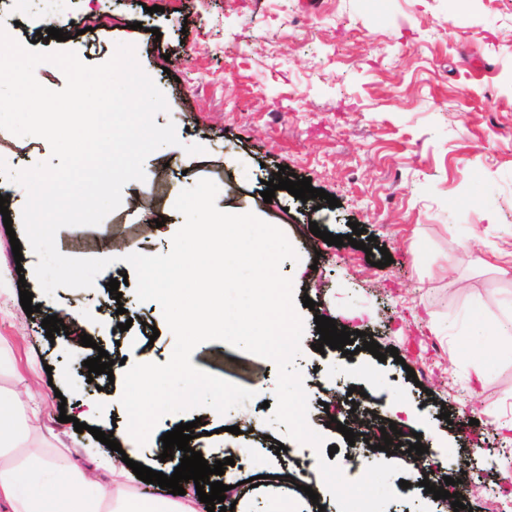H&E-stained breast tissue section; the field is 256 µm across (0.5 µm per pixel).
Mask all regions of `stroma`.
Returning <instances> with one entry per match:
<instances>
[{
  "instance_id": "1",
  "label": "stroma",
  "mask_w": 512,
  "mask_h": 512,
  "mask_svg": "<svg viewBox=\"0 0 512 512\" xmlns=\"http://www.w3.org/2000/svg\"><path fill=\"white\" fill-rule=\"evenodd\" d=\"M16 12L0 0V26L37 50L76 52L96 65L117 43H131L143 71L164 94L168 109L157 125L174 124L177 144L145 161L147 178L126 185L123 206L96 227H65L56 235L60 253L99 258L113 241L130 239L141 251L164 252L181 228L178 194L199 179L214 181L216 205L249 211L281 229L299 255L281 272L305 321L296 366L308 394V423L323 433L347 479L368 465L398 461L348 445L330 419L348 417L352 406L386 412L389 396L405 398L410 414L400 427L416 432L430 453L454 470H480L490 487L465 497L473 512H512V460L489 452L486 436L512 445V348H494L495 359L475 379V358L491 337L459 352L457 336L481 315L490 327L512 321V0H69L70 18L54 23L45 0ZM60 25L64 40L37 39ZM14 171L46 162L51 149L37 136L0 128V155ZM338 198V207L301 201L285 190L265 202L263 181L279 166ZM11 227L0 224V275L10 291L0 295V347L12 354L17 377L0 387L33 397L50 448L72 449L90 467L92 434L121 433L122 359L171 357L175 339L155 302L138 301L134 285L119 290L132 320L122 336L109 324V280L130 273L127 263L104 270L90 289H57L45 295L33 269L38 261L23 246L16 263L9 231H21L25 192L0 175ZM159 228H147L150 220ZM359 222L376 237L373 253L336 247L314 236L310 223L336 235ZM393 262L381 266L383 253ZM32 292L38 312L25 314L19 290ZM78 309L84 321L68 336L47 338L41 318ZM31 316V324L20 319ZM335 319L354 332V355L316 352L315 316ZM108 351L114 379L86 382L79 334ZM397 348L398 358L378 360L365 341ZM194 366L253 390L244 405L220 414L201 407L163 415L135 462L172 474L176 461L161 460V437L176 425L197 422L195 448L203 457L232 458L223 483L238 485L236 512H309L312 504L338 512L327 488L315 480L298 442L268 425L277 371L270 360L222 342L199 345ZM415 380H408V372ZM357 396H349V388ZM449 420H442V411ZM71 420L59 422L60 413ZM479 424L465 430L461 419ZM87 431L79 433L75 422ZM239 434H232V427ZM284 445L276 453V445ZM258 485H251L252 477ZM311 486L317 499L297 491Z\"/></svg>"
}]
</instances>
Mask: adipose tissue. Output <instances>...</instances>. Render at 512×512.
Returning <instances> with one entry per match:
<instances>
[{
  "instance_id": "obj_1",
  "label": "adipose tissue",
  "mask_w": 512,
  "mask_h": 512,
  "mask_svg": "<svg viewBox=\"0 0 512 512\" xmlns=\"http://www.w3.org/2000/svg\"><path fill=\"white\" fill-rule=\"evenodd\" d=\"M36 404L0 388V512H203L190 495L140 496L132 474L96 455V474L73 464L66 448L40 446Z\"/></svg>"
}]
</instances>
